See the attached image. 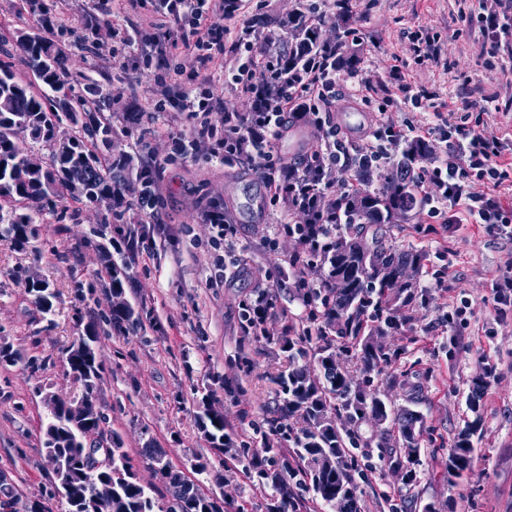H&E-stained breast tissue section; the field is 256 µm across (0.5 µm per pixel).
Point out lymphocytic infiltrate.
<instances>
[{"label": "lymphocytic infiltrate", "mask_w": 512, "mask_h": 512, "mask_svg": "<svg viewBox=\"0 0 512 512\" xmlns=\"http://www.w3.org/2000/svg\"><path fill=\"white\" fill-rule=\"evenodd\" d=\"M134 12L150 15L152 33L134 26L116 27L112 38L123 46L142 43L133 62L135 82L119 96L135 97L140 85H154L159 94L153 108L125 111V133L145 141L160 112L173 109L187 126L168 132L171 160L219 161L250 171L267 190L264 207L275 216L272 236L293 239L291 259L306 267L305 284L319 287L321 273L311 262L314 246L330 245L336 237V182L352 167L385 161L398 154L407 139L429 147L438 163L423 174L436 186L433 195L414 193V204H429L433 224L424 233L440 251H447L455 225L476 224L512 240V133L490 128L488 105L461 97L459 104L441 109L427 90L409 96L412 107L425 111L419 124H400L397 113L382 112L364 128L361 141L336 122V98L347 92L365 99L373 87L360 72L337 76L335 69L310 67L289 72L283 48L288 22L260 29L253 21L264 0H128ZM478 30L490 57L501 70L512 71V0H494L476 16ZM179 61L173 75L153 68L157 59ZM230 84L247 102L245 111L225 109L218 86ZM295 127L316 130L317 136L297 162L278 161L275 145ZM155 186L139 189L134 207L149 223L127 231L112 243L131 261L153 254L154 236L164 233L159 212L162 198L156 186L163 166L154 158L140 162ZM305 217L293 223V214ZM201 219L212 229L216 253L214 282L241 273L239 242L242 230L228 210L203 209Z\"/></svg>", "instance_id": "lymphocytic-infiltrate-1"}]
</instances>
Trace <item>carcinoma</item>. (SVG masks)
Masks as SVG:
<instances>
[{"label": "carcinoma", "instance_id": "obj_1", "mask_svg": "<svg viewBox=\"0 0 512 512\" xmlns=\"http://www.w3.org/2000/svg\"><path fill=\"white\" fill-rule=\"evenodd\" d=\"M352 22L353 14L340 13L336 37L323 41L321 23L310 20L302 4L295 3L288 24L297 47L288 52V70L311 63L325 67L322 49L331 44L336 46V73L357 70L358 57L343 45ZM18 42L25 71L17 72L0 60V240L24 250L38 237L39 206L64 189L81 187L77 199L103 208V224L112 223V209L121 203L132 166L112 169L117 146L112 125L102 117L110 107V92L91 80L81 96L73 97L61 49L36 33H22ZM23 133L52 149L51 164L43 165L20 144ZM426 152L410 143L390 165L375 171L357 168L341 179L364 184L368 191L359 194L352 223L337 229L336 242L315 252L323 274L321 287H303L302 267L288 265V292L301 305L300 314L280 317L278 331L270 332L266 320H252L251 308L242 311L243 323L253 321L251 339L276 346L286 361L269 374L275 408L255 428L254 444L237 442L224 414L208 407L216 388L232 393L224 376L213 373L210 384L196 389L200 432L215 455H228L242 466L252 487L271 490L265 512H297L299 489L331 512H364L356 480L357 450L369 447L360 432L364 423L379 433V458L401 472L405 486L418 483L423 415L410 407H391L374 386L383 376L395 386L402 384L398 362L408 346L379 348L374 339L389 333L413 341L415 312L430 301L429 289L418 287L426 256L391 244L383 229L407 219L413 171ZM15 201L31 203L34 209L19 213L7 207ZM27 287L43 319L54 324L56 292L40 279H29ZM109 288L115 298L109 313L91 318L67 350V372L82 385V398L51 394L45 400L43 445L66 463V471L51 483L49 497L62 496L65 512H228L223 496L192 490L191 479L161 448L141 449L140 456L158 480L147 486L138 480L133 459L116 432L111 434L116 467H96L89 461L88 445L104 432L106 423L94 403L103 372L97 344L111 330L121 333L141 323L140 312L124 296L122 269L113 262ZM491 373L492 368L485 367L471 381L467 403L474 419L449 452L450 480L472 470V436L481 428V402ZM392 439L395 448L387 445ZM0 512L49 510L45 502L26 499L0 479Z\"/></svg>", "mask_w": 512, "mask_h": 512}]
</instances>
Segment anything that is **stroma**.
Instances as JSON below:
<instances>
[{"instance_id":"1","label":"stroma","mask_w":512,"mask_h":512,"mask_svg":"<svg viewBox=\"0 0 512 512\" xmlns=\"http://www.w3.org/2000/svg\"><path fill=\"white\" fill-rule=\"evenodd\" d=\"M44 2L55 17L65 18V28L45 29L39 12L18 9L17 0H0V41L9 43L13 64L23 56L19 32L45 29L65 49L75 88L90 79L115 88L132 80L121 63L94 61L80 42L111 45L114 25L131 23L145 31L148 17H128L122 0ZM463 5L474 9L478 0H356L360 43L354 51L361 73L373 83H384L390 65L402 59L408 64V83L428 88L442 102L463 88L475 101L496 98L502 111L494 122L512 126V85L499 69L479 63L482 38L461 17ZM417 25L439 37L449 67L413 63L405 33ZM161 191L171 235L157 240L153 258L126 271L125 296L131 304L143 305L144 312L139 326L102 337L104 370L95 404L107 418V430L119 433L128 455L138 460L143 481L153 479L139 461L150 442L165 449L179 467L207 457L213 469L223 472L232 505L245 502L251 512H263V492L250 487L241 466L220 460L202 439L193 389L204 385L209 373H227V359L239 349L240 300L265 285V273L281 277L294 242L282 237L276 250L264 247L270 228L252 222L251 212L265 189L241 169L202 160L167 164ZM223 206L243 229L241 253L248 272L209 288L205 281L213 270L214 251L211 228L200 211ZM102 217L101 209L68 193L56 205L43 207L33 247L17 251L0 241V346L21 355L13 365H0V473L29 497H46L52 480L41 467L43 395L81 396V386L67 373L66 351L84 324L111 302L99 244L105 237L119 238L127 227L103 225ZM429 220L427 208L417 209L409 223L386 225V236L396 246L434 255V243L420 231ZM511 259V240L473 224L456 232L448 275L431 285L429 307L416 313L407 386L378 384L380 394L397 408L406 405L412 386L420 388L418 408L427 425L420 442L421 479L415 487H404L378 457L369 458L358 480L365 512H422L431 501L451 503L454 512H512V315L499 317L485 300L491 279ZM29 275L46 280L58 293L54 326L46 325L25 289ZM79 281L95 285V303L77 299L74 285ZM250 352L254 367L241 380L243 393L237 400L220 401L227 422L247 443L274 398L265 374L283 360L275 347L262 343L251 344ZM32 357L41 361L40 369L29 368ZM486 363L494 372L482 400L473 469L452 482L444 461L470 415L471 379Z\"/></svg>"}]
</instances>
